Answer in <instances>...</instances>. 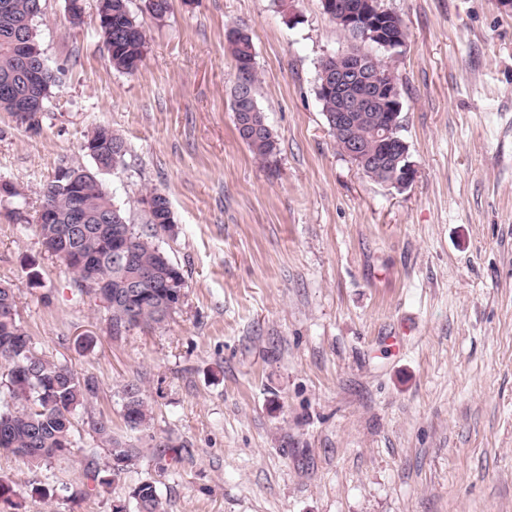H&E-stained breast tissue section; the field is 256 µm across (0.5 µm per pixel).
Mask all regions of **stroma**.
<instances>
[{
    "mask_svg": "<svg viewBox=\"0 0 512 512\" xmlns=\"http://www.w3.org/2000/svg\"><path fill=\"white\" fill-rule=\"evenodd\" d=\"M378 4L407 30L398 54L371 50L398 76L417 169L402 192L336 150L318 69L352 42L321 0H173L161 20L131 0L147 38L132 74L109 60L98 0L77 28L45 0L35 26L60 81L39 129L0 111V182L22 191L0 201V283L36 350L98 390L70 454L0 452L18 493L0 512H137L144 481L168 512H512V11ZM232 27L253 43L264 161L234 125ZM98 126L127 145L103 172L83 149ZM61 166L97 171L138 230L142 190L167 195L159 243L185 284L161 327L113 335L45 250L35 221ZM131 382L152 419L116 478L90 423L128 433Z\"/></svg>",
    "mask_w": 512,
    "mask_h": 512,
    "instance_id": "stroma-1",
    "label": "stroma"
}]
</instances>
